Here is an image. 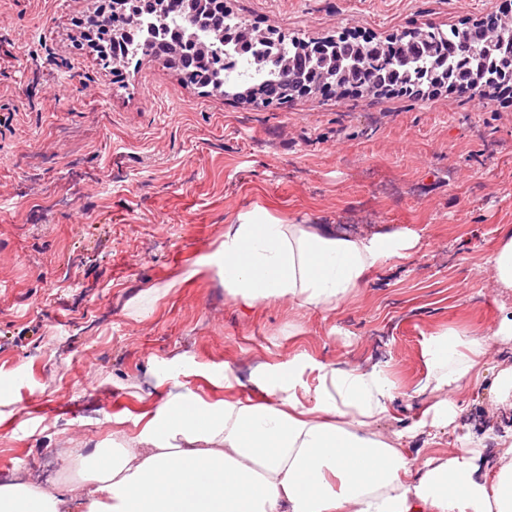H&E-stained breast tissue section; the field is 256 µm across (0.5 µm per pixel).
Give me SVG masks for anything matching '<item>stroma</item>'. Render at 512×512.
<instances>
[{"label": "stroma", "instance_id": "35a3bbf8", "mask_svg": "<svg viewBox=\"0 0 512 512\" xmlns=\"http://www.w3.org/2000/svg\"><path fill=\"white\" fill-rule=\"evenodd\" d=\"M101 0H0V472L50 488L71 448L132 443L173 394L264 402L261 366L300 355L385 365L380 424L411 425L427 341L488 334L512 311L486 259L512 229V99L479 87L323 92L266 108L186 82L151 56L120 70L83 47ZM306 40L462 28L512 0H228ZM257 208L351 234L412 230L408 258L330 310L244 305L216 269L224 229ZM492 374L462 419L406 443L422 460L487 450Z\"/></svg>", "mask_w": 512, "mask_h": 512}]
</instances>
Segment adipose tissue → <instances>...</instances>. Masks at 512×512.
I'll use <instances>...</instances> for the list:
<instances>
[{
    "instance_id": "adipose-tissue-1",
    "label": "adipose tissue",
    "mask_w": 512,
    "mask_h": 512,
    "mask_svg": "<svg viewBox=\"0 0 512 512\" xmlns=\"http://www.w3.org/2000/svg\"><path fill=\"white\" fill-rule=\"evenodd\" d=\"M415 232L350 235L286 224L266 211L238 214L224 232L217 266L226 292L246 305L332 309L366 274L416 248ZM512 339V315L493 334L431 337L418 394L443 399L406 431L374 427L395 386L384 367H328L300 357L264 378L270 398L209 403L174 395L144 424L137 445L72 449L79 478L61 489L16 480L0 485V512H512V428L494 459L465 443L415 466V435L454 424L456 392L483 376L494 339ZM317 373L313 405L299 397L305 369Z\"/></svg>"
}]
</instances>
